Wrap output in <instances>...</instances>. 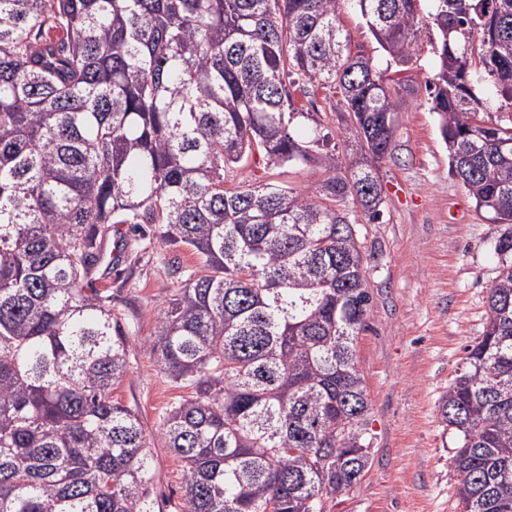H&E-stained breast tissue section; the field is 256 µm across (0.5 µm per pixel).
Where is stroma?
<instances>
[{"label":"stroma","instance_id":"obj_1","mask_svg":"<svg viewBox=\"0 0 512 512\" xmlns=\"http://www.w3.org/2000/svg\"><path fill=\"white\" fill-rule=\"evenodd\" d=\"M340 20L352 49L386 69V58L348 0ZM435 36L433 29H422L403 74L393 150L377 164L380 219L368 223L359 206L344 205L370 255L365 275L372 302L355 359L366 386L362 424L371 465L357 484L328 500V512H461L452 465L460 438L443 422L439 404L463 366L467 345L483 333L488 293L501 265L494 246L504 227L483 218L448 172L426 89L434 74ZM290 92L301 113L292 131L304 138L320 129L339 161L352 162L346 124L331 110L334 89L294 86ZM322 176L314 167L268 166L255 151L227 170L225 184L301 189ZM107 242L118 265L99 268L91 286L111 297L129 339V369L112 398L143 423L156 512H183L182 463L167 448L161 423L168 405L188 391L160 370L151 343L160 308L177 297L200 261L190 250L128 224L109 233Z\"/></svg>","mask_w":512,"mask_h":512}]
</instances>
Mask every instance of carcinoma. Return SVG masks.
<instances>
[{
	"mask_svg": "<svg viewBox=\"0 0 512 512\" xmlns=\"http://www.w3.org/2000/svg\"><path fill=\"white\" fill-rule=\"evenodd\" d=\"M355 2L398 66L436 30L448 170L508 225L512 259V0ZM291 75L337 90L367 159L342 170L318 131H290ZM400 88L351 51L340 0H0V512H154L141 422L112 399L128 339L85 288L114 224H151L203 268L152 344L193 389L163 416L184 512H325L358 482L371 296L339 203L379 219ZM255 149L323 178L224 187ZM439 411L462 512H512V263Z\"/></svg>",
	"mask_w": 512,
	"mask_h": 512,
	"instance_id": "obj_1",
	"label": "carcinoma"
}]
</instances>
